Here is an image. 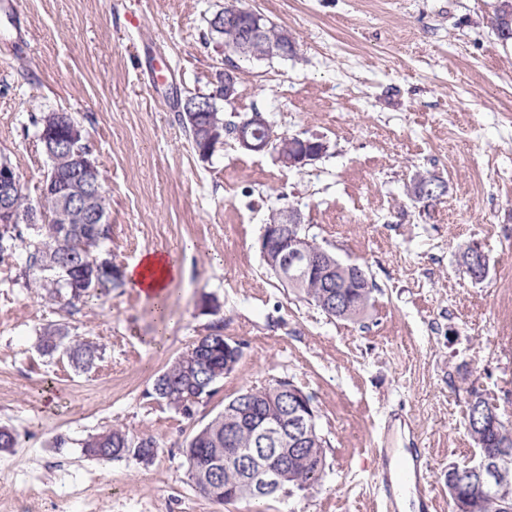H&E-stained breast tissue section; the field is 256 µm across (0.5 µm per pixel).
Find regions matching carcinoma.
I'll return each instance as SVG.
<instances>
[{"label": "carcinoma", "instance_id": "carcinoma-1", "mask_svg": "<svg viewBox=\"0 0 512 512\" xmlns=\"http://www.w3.org/2000/svg\"><path fill=\"white\" fill-rule=\"evenodd\" d=\"M208 34L224 42V49L248 61L250 55L240 54L236 47L248 32L244 17H212L207 21ZM198 125L222 126L229 134L237 133L238 124L224 120L217 102H212L208 112L197 113ZM14 210L19 221L0 231V255L12 254L24 246L26 270L35 275L33 284L47 291L49 297L60 305L72 306L74 302L97 297L110 286L120 284L122 274L112 262L106 249L110 239V225L88 223V214L81 207L59 208L48 196L33 199L20 191L14 199ZM25 228H20V225ZM375 285L369 278L350 275L346 287L339 289L341 305L349 310L345 320H354L369 306ZM297 296L309 305L324 309L326 293L320 277L313 274L297 288ZM209 349L204 359H199L196 347H189L153 380L146 396L172 405L168 397L174 393L195 395L202 399L217 393L216 385L227 376L224 372V346L231 339L220 330L207 336ZM43 352L54 354L64 348L69 361L78 370L91 368L98 358L97 348L78 338H71L65 328L49 324L39 330ZM293 387L294 381L280 379L260 388H247L239 396L247 398L251 417L239 419L241 412L238 396L224 402V407L207 424L197 429L187 443L189 458L195 460L198 474L192 476L200 494L215 503L227 504L224 487L237 491L235 500H261L272 497L269 492L257 494L247 482L245 471L237 465L239 458L249 454L271 457L278 445L265 442L260 436L255 420L267 416L270 404L277 402L288 410L286 393L277 387ZM465 428L476 449L487 443L495 450H505L512 456V422L500 421L490 430L483 429L477 415V405L469 403L465 410ZM329 441L320 432L308 446L312 457L309 464L299 463L290 472L288 485L295 492H304L317 484L326 467V448ZM87 452L101 459H118L130 455V450L143 449L151 455L158 452V442L150 435H134L122 428H114L92 437L85 443ZM448 496L454 512H512V500L504 501L497 495L485 493L477 481L464 474L456 481L446 482Z\"/></svg>", "mask_w": 512, "mask_h": 512}]
</instances>
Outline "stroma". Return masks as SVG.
<instances>
[{"instance_id":"35a3bbf8","label":"stroma","mask_w":512,"mask_h":512,"mask_svg":"<svg viewBox=\"0 0 512 512\" xmlns=\"http://www.w3.org/2000/svg\"><path fill=\"white\" fill-rule=\"evenodd\" d=\"M0 11V158L38 197L48 158L36 119L85 128L110 201L112 261L172 253L164 313L129 284L60 306L26 287V253L0 256V512H376L369 448H421L444 489L475 448L470 387L512 420V40L492 29L500 0H239L294 38L286 57L242 63L240 122L328 149L303 168L225 137L201 160L177 102L209 93L231 53L209 40L225 0H9ZM39 47L27 56L26 43ZM441 177L430 208L409 195ZM301 212L309 235L361 265L376 291L356 321L327 317L267 270L270 211ZM478 244L489 271L459 267ZM98 346L86 372L38 348L43 325ZM243 343L218 393L184 415L147 398L153 376L213 326ZM290 379L313 397L329 441L325 475L297 496L217 504L199 496L181 448L239 391ZM113 427L154 436L147 464L102 460L84 442ZM63 447H55L56 437Z\"/></svg>"}]
</instances>
